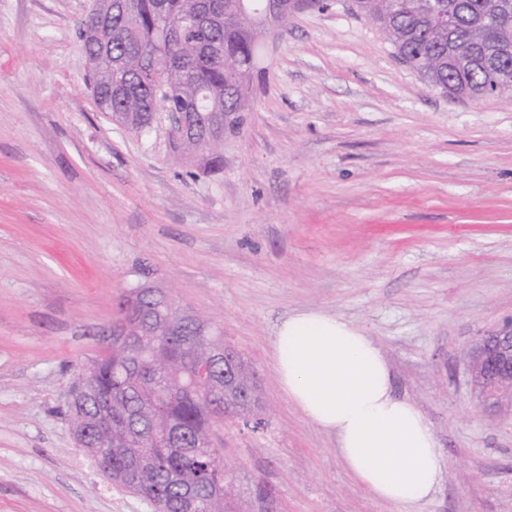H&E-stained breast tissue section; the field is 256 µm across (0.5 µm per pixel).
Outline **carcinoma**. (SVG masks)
<instances>
[{"instance_id":"carcinoma-1","label":"carcinoma","mask_w":512,"mask_h":512,"mask_svg":"<svg viewBox=\"0 0 512 512\" xmlns=\"http://www.w3.org/2000/svg\"><path fill=\"white\" fill-rule=\"evenodd\" d=\"M112 27L85 49L86 76L102 112L224 113V130L242 125L256 69V0H102ZM377 26L399 61L452 96L487 97V83L512 91V0H353ZM224 141L193 135L176 142L185 165L214 170ZM254 381L248 361L224 342ZM207 344L191 349L174 336H148L136 349H104L82 366L78 384L94 397L80 408L93 418L112 396V430L91 432L88 447L112 481L149 499L157 512L183 507L173 474L183 477L198 512H240L225 483L216 427L254 410L224 388V365ZM175 428L187 430L191 453L160 448Z\"/></svg>"}]
</instances>
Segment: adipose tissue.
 I'll return each instance as SVG.
<instances>
[{
	"mask_svg": "<svg viewBox=\"0 0 512 512\" xmlns=\"http://www.w3.org/2000/svg\"><path fill=\"white\" fill-rule=\"evenodd\" d=\"M270 358L289 402L335 436L345 469L374 499L411 506L432 495L443 468L434 434L359 328L323 311L296 313L279 324Z\"/></svg>",
	"mask_w": 512,
	"mask_h": 512,
	"instance_id": "adipose-tissue-1",
	"label": "adipose tissue"
}]
</instances>
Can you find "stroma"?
<instances>
[{
  "mask_svg": "<svg viewBox=\"0 0 512 512\" xmlns=\"http://www.w3.org/2000/svg\"><path fill=\"white\" fill-rule=\"evenodd\" d=\"M350 3L260 40L222 168L192 173L166 113L139 134L97 108L93 0H0V512H155L74 467L65 415L146 280L256 373L261 426L215 433L245 512H512V412L483 404L465 357L512 321V93L429 86ZM306 310L363 330L423 414L444 459L427 500L373 499L281 391L275 330Z\"/></svg>",
  "mask_w": 512,
  "mask_h": 512,
  "instance_id": "1",
  "label": "stroma"
}]
</instances>
